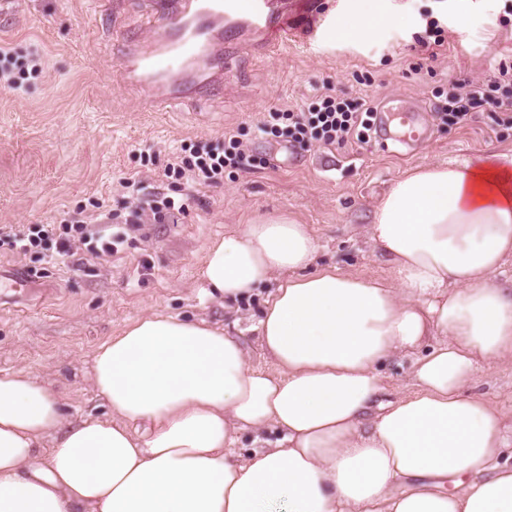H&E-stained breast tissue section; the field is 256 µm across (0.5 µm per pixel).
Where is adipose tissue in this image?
Listing matches in <instances>:
<instances>
[{"label":"adipose tissue","instance_id":"1","mask_svg":"<svg viewBox=\"0 0 512 512\" xmlns=\"http://www.w3.org/2000/svg\"><path fill=\"white\" fill-rule=\"evenodd\" d=\"M369 234L390 279L316 267L317 237L285 215L207 247L225 301L277 279L254 326L277 374L223 328L153 312L94 352L108 417L0 376V512H512V412L476 390L512 363V155L404 173ZM399 354L412 391L385 402L378 367ZM267 429L240 458L237 433Z\"/></svg>","mask_w":512,"mask_h":512}]
</instances>
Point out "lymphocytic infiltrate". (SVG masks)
<instances>
[{
    "label": "lymphocytic infiltrate",
    "mask_w": 512,
    "mask_h": 512,
    "mask_svg": "<svg viewBox=\"0 0 512 512\" xmlns=\"http://www.w3.org/2000/svg\"><path fill=\"white\" fill-rule=\"evenodd\" d=\"M497 71L493 83H475L465 90L452 84L442 90L436 112L440 123L448 126L463 124L471 110L485 105L497 125L512 127V64L499 62ZM259 130L275 141L293 147L313 143L339 147L351 140L365 144L374 130V112L365 99L339 97L335 88L327 84L305 109L267 113ZM253 160L247 143L230 131L225 133L223 144L214 147L192 143L181 145L169 158L162 176L168 180L216 185L223 182L225 171L244 167ZM75 240L92 256L114 255L126 242L127 230L121 227L106 234L88 228L72 216L56 228L35 224L23 233L0 235V248L23 255L52 250L57 255L66 256Z\"/></svg>",
    "instance_id": "obj_1"
}]
</instances>
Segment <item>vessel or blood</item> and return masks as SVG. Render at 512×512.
Wrapping results in <instances>:
<instances>
[{
    "label": "vessel or blood",
    "instance_id": "obj_1",
    "mask_svg": "<svg viewBox=\"0 0 512 512\" xmlns=\"http://www.w3.org/2000/svg\"><path fill=\"white\" fill-rule=\"evenodd\" d=\"M147 14L152 37L120 63L123 81L140 88L150 106L185 97L195 87L223 84L234 75L239 51L274 53L296 38L322 41L336 18L310 0H156ZM380 141L395 140L414 150L427 138L422 113L379 108Z\"/></svg>",
    "mask_w": 512,
    "mask_h": 512
}]
</instances>
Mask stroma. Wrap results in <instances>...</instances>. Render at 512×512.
I'll return each instance as SVG.
<instances>
[{"label":"stroma","mask_w":512,"mask_h":512,"mask_svg":"<svg viewBox=\"0 0 512 512\" xmlns=\"http://www.w3.org/2000/svg\"><path fill=\"white\" fill-rule=\"evenodd\" d=\"M103 0H12L0 15V47L16 57H40L18 88L0 87V230L59 224L81 212L93 225L129 224L118 254L85 249L57 262L41 254L0 249V273L28 276L32 291L0 288V376L25 370L53 382L67 414L105 416L90 382L96 347L127 322L151 312L198 317L242 341L251 365L272 370L257 332L274 283L238 303L201 291L200 270L209 243L238 225L286 214L317 236L318 265L365 276H386L368 228L390 183L416 167L460 164L486 151L512 154V128L496 125L483 107L461 126L439 124L437 91L488 81L501 59L512 58V0H384L392 22L373 40L311 45L289 42L278 55L240 53L236 73L220 89H204L167 112L149 111L126 85L117 65L147 35L141 0L124 11ZM439 20L446 42L438 57L422 59L416 44L427 18ZM342 97L385 101L432 117L426 143L409 155L376 142L293 148L262 137L267 112L294 111L323 85ZM241 133L264 166L225 173L204 186L162 182L168 158L185 143L215 142ZM135 179L138 194L121 185ZM185 197L184 210L156 223L147 200ZM148 268H141V261Z\"/></svg>","instance_id":"35a3bbf8"}]
</instances>
